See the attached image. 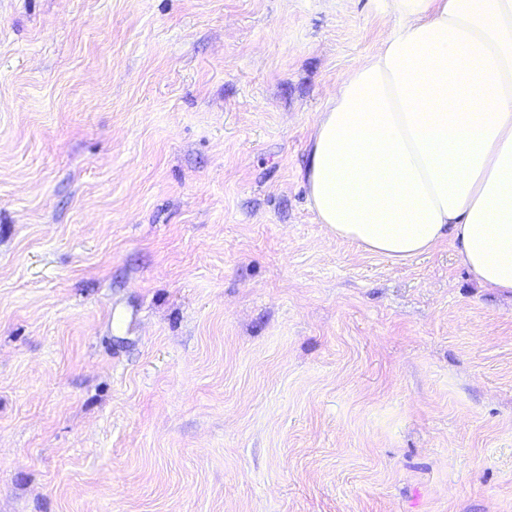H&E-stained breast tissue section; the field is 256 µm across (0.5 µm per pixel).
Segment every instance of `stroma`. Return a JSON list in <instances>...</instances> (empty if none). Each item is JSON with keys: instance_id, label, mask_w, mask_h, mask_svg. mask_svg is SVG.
<instances>
[{"instance_id": "35a3bbf8", "label": "stroma", "mask_w": 512, "mask_h": 512, "mask_svg": "<svg viewBox=\"0 0 512 512\" xmlns=\"http://www.w3.org/2000/svg\"><path fill=\"white\" fill-rule=\"evenodd\" d=\"M378 0H0V512H512V295L317 223Z\"/></svg>"}]
</instances>
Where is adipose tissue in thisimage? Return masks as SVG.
Instances as JSON below:
<instances>
[{
	"instance_id": "1",
	"label": "adipose tissue",
	"mask_w": 512,
	"mask_h": 512,
	"mask_svg": "<svg viewBox=\"0 0 512 512\" xmlns=\"http://www.w3.org/2000/svg\"><path fill=\"white\" fill-rule=\"evenodd\" d=\"M393 25L312 134L318 223L393 260L446 238L512 293V0H382Z\"/></svg>"
}]
</instances>
